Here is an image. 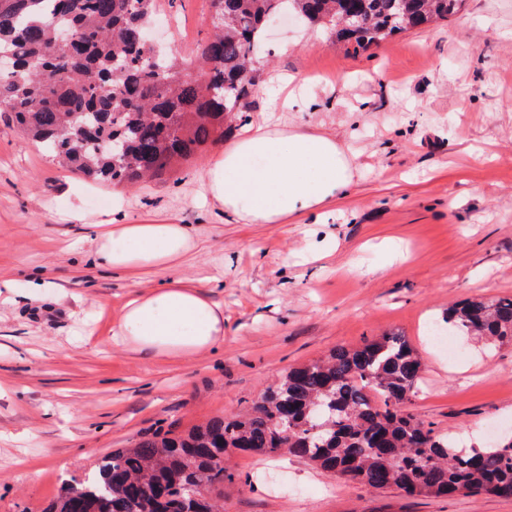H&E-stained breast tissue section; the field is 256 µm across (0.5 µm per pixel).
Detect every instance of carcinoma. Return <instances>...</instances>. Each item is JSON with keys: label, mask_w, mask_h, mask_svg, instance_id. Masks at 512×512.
<instances>
[{"label": "carcinoma", "mask_w": 512, "mask_h": 512, "mask_svg": "<svg viewBox=\"0 0 512 512\" xmlns=\"http://www.w3.org/2000/svg\"><path fill=\"white\" fill-rule=\"evenodd\" d=\"M462 0H210L212 30L192 79L176 55L144 33L155 0H0V112L47 156L98 183L136 185L224 138L249 110L263 77L250 75L264 27L293 12L336 40L365 49L456 14ZM73 40L60 42L62 32ZM125 143L112 154L108 144ZM448 323L512 342V297L448 309ZM423 363L391 333L337 347L292 368L244 412L215 416L185 434H143L97 459L42 512H224L229 452L303 459L331 477L410 496L489 493L512 498V442L459 448L411 410ZM288 420L291 434L279 428Z\"/></svg>", "instance_id": "cac0c4a2"}]
</instances>
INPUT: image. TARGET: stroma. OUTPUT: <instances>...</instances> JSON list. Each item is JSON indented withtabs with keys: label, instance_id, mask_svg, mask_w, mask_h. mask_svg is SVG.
I'll return each mask as SVG.
<instances>
[{
	"label": "stroma",
	"instance_id": "1",
	"mask_svg": "<svg viewBox=\"0 0 512 512\" xmlns=\"http://www.w3.org/2000/svg\"><path fill=\"white\" fill-rule=\"evenodd\" d=\"M156 34L195 72L209 0H159ZM248 122L268 117L274 74L305 80L280 122L336 136L354 184L325 218L237 224L203 201L200 157L137 187L98 186L47 158L0 114V512H41L65 479L159 426L189 430L244 410L289 368L390 332L423 358L424 423L482 445L512 429V343L456 334L448 359L427 332L449 306L512 296V0L458 13L357 53L288 22L267 44ZM196 225L184 275L214 277L224 348L140 356L112 337L130 282L91 264L92 225ZM47 281L33 296L30 281ZM224 512H512L491 494L409 496L333 479L298 458L233 455Z\"/></svg>",
	"mask_w": 512,
	"mask_h": 512
}]
</instances>
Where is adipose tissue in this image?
I'll use <instances>...</instances> for the list:
<instances>
[{
  "mask_svg": "<svg viewBox=\"0 0 512 512\" xmlns=\"http://www.w3.org/2000/svg\"><path fill=\"white\" fill-rule=\"evenodd\" d=\"M203 181L233 222L286 224L331 214L353 183V169L335 136L268 119L208 161ZM200 245L193 224L98 225L90 241L94 262L123 273L133 288L113 320L114 335L130 350L188 358L223 348V306L181 273L184 258ZM154 268L168 270V278L141 288L142 273Z\"/></svg>",
  "mask_w": 512,
  "mask_h": 512,
  "instance_id": "ef3b65f1",
  "label": "adipose tissue"
}]
</instances>
